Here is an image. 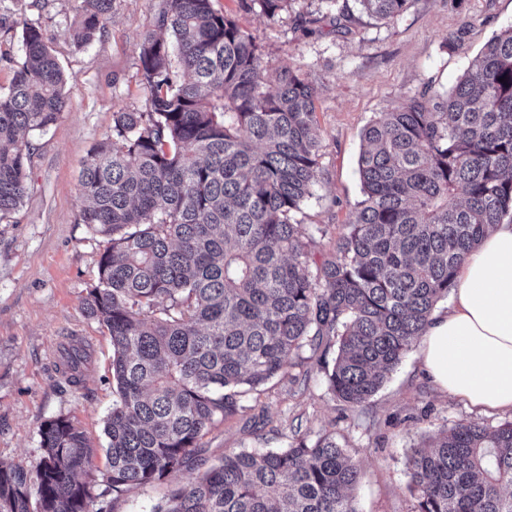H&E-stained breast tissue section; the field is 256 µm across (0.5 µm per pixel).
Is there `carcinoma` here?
Instances as JSON below:
<instances>
[{"mask_svg":"<svg viewBox=\"0 0 512 512\" xmlns=\"http://www.w3.org/2000/svg\"><path fill=\"white\" fill-rule=\"evenodd\" d=\"M274 20L288 0H240ZM390 22L410 0H356ZM88 44L112 0H78ZM24 61L0 87V217L27 195L28 135L65 112L64 71L42 27L23 23ZM144 105L79 175L81 221L107 238L88 316L112 339L105 490L120 497L204 468L154 512H358L365 471L330 434L232 450L207 464L206 430L288 373L306 345L327 355L331 393L366 403L424 335L437 303L488 230L512 223V26L444 93L426 89L362 135L356 203L336 254L308 259L295 219L319 165L316 88L270 69L254 37L213 0H163L139 48ZM87 356L62 365L80 382ZM27 473L0 463V512L94 511L95 451L71 419L40 429ZM414 512H512V421L458 422L407 459Z\"/></svg>","mask_w":512,"mask_h":512,"instance_id":"obj_1","label":"carcinoma"}]
</instances>
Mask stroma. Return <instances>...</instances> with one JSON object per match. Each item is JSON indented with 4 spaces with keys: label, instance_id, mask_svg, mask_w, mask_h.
<instances>
[{
    "label": "stroma",
    "instance_id": "35a3bbf8",
    "mask_svg": "<svg viewBox=\"0 0 512 512\" xmlns=\"http://www.w3.org/2000/svg\"><path fill=\"white\" fill-rule=\"evenodd\" d=\"M162 0H114L112 18L91 44L77 46L72 30L75 0H0V86H8L24 55L23 22L45 29L66 76L63 118L33 132L27 162L29 191L22 206L0 219V463L27 472L42 461L40 428L58 416L82 428L97 448L106 445L104 420L112 407V341L89 318L84 300L98 275L105 237L81 222L78 178L92 148L112 128L117 110L141 109L139 45L154 25ZM234 15L261 47L270 68L286 66L310 75L320 158L301 219L319 225L308 245L312 261L335 252L336 240L361 198L357 158L365 126L425 87L445 92L472 57L512 25V0H411L395 21L360 16L349 32L336 33L324 0H290L280 18L241 10L238 0H215ZM322 15L320 30L305 33L300 16ZM469 23L462 45L448 42ZM89 352L80 385H70L55 364L67 337ZM304 387L278 377L246 396L244 411L213 426L203 438L210 461L232 448H284L294 433L308 439L331 433L365 470L354 490L358 512H413L406 459L429 435L456 422L486 427L512 419L482 412L439 391L409 353L383 387L363 406L351 408L328 389L318 359L293 367ZM183 471L161 484L121 496L113 512H152L173 487L187 484Z\"/></svg>",
    "mask_w": 512,
    "mask_h": 512
}]
</instances>
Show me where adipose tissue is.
<instances>
[{"mask_svg": "<svg viewBox=\"0 0 512 512\" xmlns=\"http://www.w3.org/2000/svg\"><path fill=\"white\" fill-rule=\"evenodd\" d=\"M420 357L437 389L484 411H512V224L490 229L465 260Z\"/></svg>", "mask_w": 512, "mask_h": 512, "instance_id": "adipose-tissue-1", "label": "adipose tissue"}]
</instances>
